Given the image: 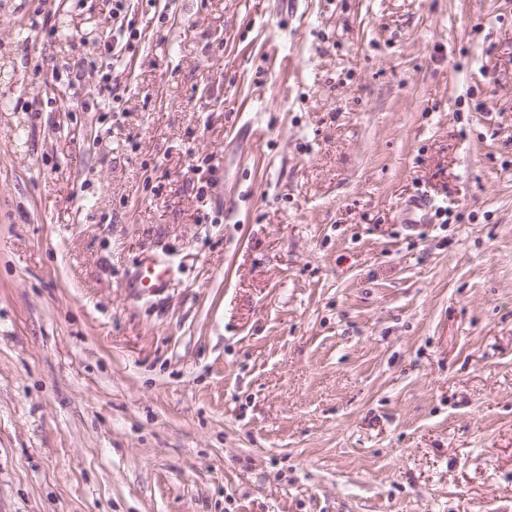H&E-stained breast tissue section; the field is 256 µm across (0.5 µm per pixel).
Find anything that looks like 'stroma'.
<instances>
[{
  "instance_id": "1",
  "label": "stroma",
  "mask_w": 512,
  "mask_h": 512,
  "mask_svg": "<svg viewBox=\"0 0 512 512\" xmlns=\"http://www.w3.org/2000/svg\"><path fill=\"white\" fill-rule=\"evenodd\" d=\"M111 7L0 0V512H512V0ZM126 31L128 32V38L126 40L125 47L126 49H130L133 45L130 40L137 37V31L132 27L130 21H126L124 0H113L112 10L109 15V28L106 30L103 39L101 40L105 51L112 50L113 59L116 57L118 60L121 57L120 53L123 50V46L118 50H116V47L120 45L121 38L125 36ZM139 269L132 283L139 293L154 294L167 288L172 271L166 260L148 256L141 260Z\"/></svg>"
}]
</instances>
